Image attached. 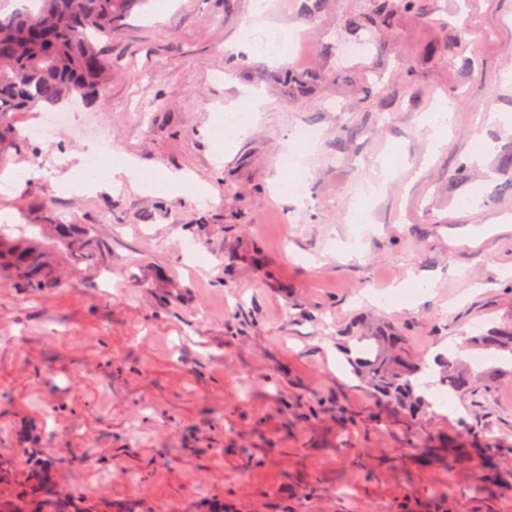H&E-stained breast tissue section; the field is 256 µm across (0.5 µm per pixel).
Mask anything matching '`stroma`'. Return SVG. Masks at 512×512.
<instances>
[{"label": "stroma", "instance_id": "35a3bbf8", "mask_svg": "<svg viewBox=\"0 0 512 512\" xmlns=\"http://www.w3.org/2000/svg\"><path fill=\"white\" fill-rule=\"evenodd\" d=\"M381 2L371 27L372 0H265L254 27L255 0H150L96 99L12 153L0 212L95 225L119 286L0 288V512H512V373L412 419L342 354L364 325L426 358L512 322V0ZM88 128L150 180L62 190ZM318 139L317 131L310 126L297 127L292 132L294 150L286 153L281 160V166L288 171L296 161L297 154L306 150Z\"/></svg>", "mask_w": 512, "mask_h": 512}]
</instances>
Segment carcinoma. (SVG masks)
<instances>
[{"label":"carcinoma","instance_id":"obj_1","mask_svg":"<svg viewBox=\"0 0 512 512\" xmlns=\"http://www.w3.org/2000/svg\"><path fill=\"white\" fill-rule=\"evenodd\" d=\"M146 0H36L33 10L0 11V163L3 154L24 139L11 114L19 110L58 107L73 96H88L112 77L106 43L112 30ZM0 223V285L36 293L56 286L63 263L89 286L111 271L112 245L88 226ZM358 356L348 362L355 375L367 379L384 397L398 400L411 412L427 404L419 377L440 368L438 383L460 396L470 395L481 381L499 376L496 367L479 373L455 355H437L434 364L412 355L398 330H369L354 337ZM470 349L512 356V326L464 340Z\"/></svg>","mask_w":512,"mask_h":512}]
</instances>
